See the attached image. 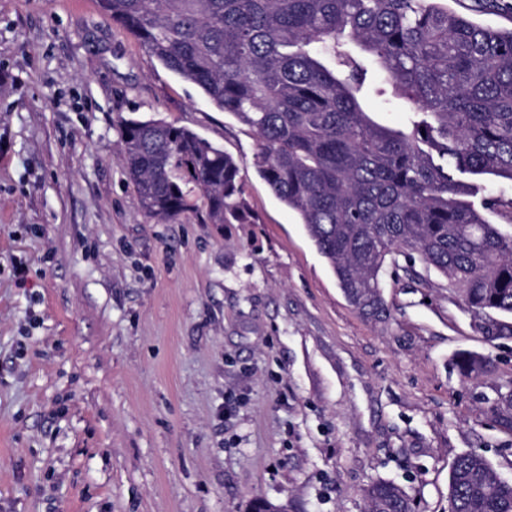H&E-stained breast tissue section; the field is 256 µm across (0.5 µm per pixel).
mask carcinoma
Here are the masks:
<instances>
[{
	"mask_svg": "<svg viewBox=\"0 0 512 512\" xmlns=\"http://www.w3.org/2000/svg\"><path fill=\"white\" fill-rule=\"evenodd\" d=\"M167 70L258 136L256 166L295 211L348 302L383 321V275L419 259L459 289L487 336L512 338V29L448 0H98ZM408 106L376 122L370 97ZM122 163L154 223L191 213L228 224L243 211L240 168L223 149L161 120L121 129ZM192 182L197 196L184 185ZM494 216L492 222L489 216ZM459 369L483 362L461 353ZM463 453L450 512H512V486ZM368 512H412L387 481Z\"/></svg>",
	"mask_w": 512,
	"mask_h": 512,
	"instance_id": "carcinoma-1",
	"label": "carcinoma"
}]
</instances>
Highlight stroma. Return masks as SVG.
Here are the masks:
<instances>
[{
    "mask_svg": "<svg viewBox=\"0 0 512 512\" xmlns=\"http://www.w3.org/2000/svg\"><path fill=\"white\" fill-rule=\"evenodd\" d=\"M131 119L233 156L244 223L148 222ZM257 152L97 0H0V512H366L383 480L449 512L468 452L512 480V339L402 257L362 317Z\"/></svg>",
    "mask_w": 512,
    "mask_h": 512,
    "instance_id": "obj_1",
    "label": "stroma"
}]
</instances>
